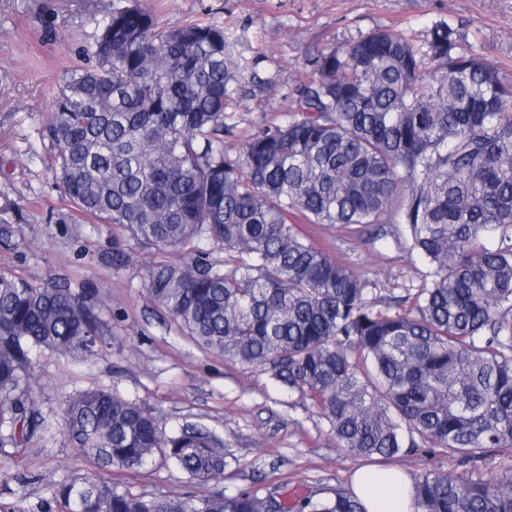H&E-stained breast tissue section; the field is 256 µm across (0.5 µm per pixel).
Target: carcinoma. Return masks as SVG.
<instances>
[{
	"label": "carcinoma",
	"mask_w": 512,
	"mask_h": 512,
	"mask_svg": "<svg viewBox=\"0 0 512 512\" xmlns=\"http://www.w3.org/2000/svg\"><path fill=\"white\" fill-rule=\"evenodd\" d=\"M97 28L95 65L66 80L44 137L76 212L161 255L193 252L150 266L149 299L202 349L310 401L355 456L427 447L474 463L511 449L512 81L497 64L460 49L446 23L421 45L374 31L320 55L288 121L232 154L224 112L242 73L224 27L168 28L141 0H112ZM300 217L373 240L403 224L429 272L413 292L370 300L360 275L301 235ZM101 350L85 294L0 270V442L18 448L45 427L27 386L33 357ZM61 428L109 471L158 455L204 484L237 461L209 429L168 432L105 388L67 396ZM407 477L414 512H512L511 470ZM50 496L58 512H289L273 492L147 496L94 477ZM295 508L366 512L346 488Z\"/></svg>",
	"instance_id": "1"
}]
</instances>
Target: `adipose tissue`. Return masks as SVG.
<instances>
[{"label":"adipose tissue","mask_w":512,"mask_h":512,"mask_svg":"<svg viewBox=\"0 0 512 512\" xmlns=\"http://www.w3.org/2000/svg\"><path fill=\"white\" fill-rule=\"evenodd\" d=\"M351 488L366 512H413L411 485L399 469L362 468L354 474Z\"/></svg>","instance_id":"1"}]
</instances>
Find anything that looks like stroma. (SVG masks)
I'll list each match as a JSON object with an SVG mask.
<instances>
[{"mask_svg": "<svg viewBox=\"0 0 512 512\" xmlns=\"http://www.w3.org/2000/svg\"><path fill=\"white\" fill-rule=\"evenodd\" d=\"M165 26H222L248 71L274 83L268 95L243 83L224 112V145L238 153L246 137L287 118L292 90L312 60L377 29L402 30L422 42L439 22L461 48L494 60L512 80V0H145ZM112 0H0V269L39 284L66 279L94 294L105 346L90 359L42 353L28 376L47 419L22 450L0 446V512H37L49 488L93 473L61 432L66 396L106 387L149 406L166 429L205 425L239 459L219 479L198 484L171 462L154 458L138 472L103 477L138 494L221 490L274 491L288 502L350 487L363 461L338 447L328 422L299 394L262 371L224 362L199 348L149 299L145 280L152 247L109 224L73 214L49 166L42 139L51 104L67 72L86 65L96 21ZM308 241L324 246L369 284L370 296L418 288L427 262L411 251L403 225H387L368 241L360 226L300 223ZM129 256L113 265L114 250ZM405 472L439 469L448 476L512 468V452L493 451L474 466L422 448L392 458Z\"/></svg>", "mask_w": 512, "mask_h": 512, "instance_id": "1", "label": "stroma"}]
</instances>
